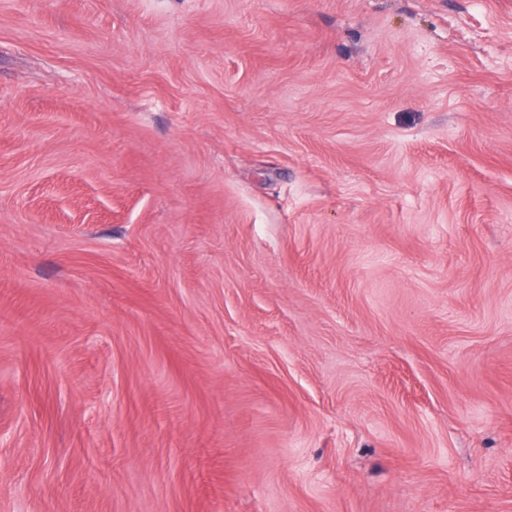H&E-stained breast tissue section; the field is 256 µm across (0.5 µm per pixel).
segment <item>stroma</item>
I'll return each instance as SVG.
<instances>
[{"label":"stroma","instance_id":"35a3bbf8","mask_svg":"<svg viewBox=\"0 0 512 512\" xmlns=\"http://www.w3.org/2000/svg\"><path fill=\"white\" fill-rule=\"evenodd\" d=\"M0 512H512V0H0Z\"/></svg>","mask_w":512,"mask_h":512}]
</instances>
